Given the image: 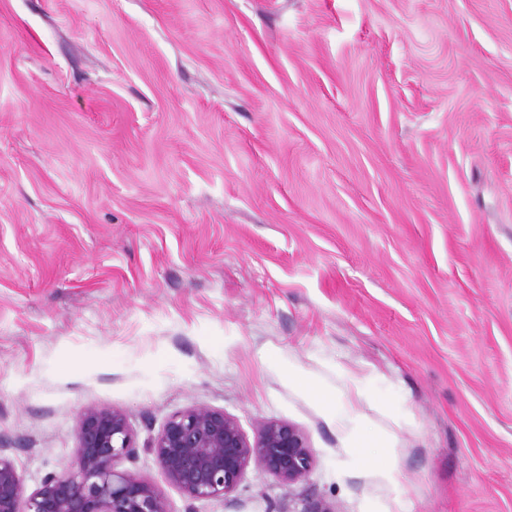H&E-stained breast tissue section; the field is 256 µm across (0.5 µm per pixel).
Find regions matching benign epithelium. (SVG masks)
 Returning <instances> with one entry per match:
<instances>
[{"mask_svg":"<svg viewBox=\"0 0 512 512\" xmlns=\"http://www.w3.org/2000/svg\"><path fill=\"white\" fill-rule=\"evenodd\" d=\"M150 448L190 500L225 498L252 465L292 484L305 480L314 464L306 436L293 425L260 421L250 439L235 419L209 407L170 416ZM134 453L125 414L87 406L79 414L74 458L29 493L0 448V512H169L151 484L119 469Z\"/></svg>","mask_w":512,"mask_h":512,"instance_id":"benign-epithelium-1","label":"benign epithelium"}]
</instances>
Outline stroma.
I'll use <instances>...</instances> for the list:
<instances>
[{"instance_id":"stroma-1","label":"stroma","mask_w":512,"mask_h":512,"mask_svg":"<svg viewBox=\"0 0 512 512\" xmlns=\"http://www.w3.org/2000/svg\"><path fill=\"white\" fill-rule=\"evenodd\" d=\"M171 512H512V0H0V448L78 414ZM207 406L314 466L188 500Z\"/></svg>"}]
</instances>
